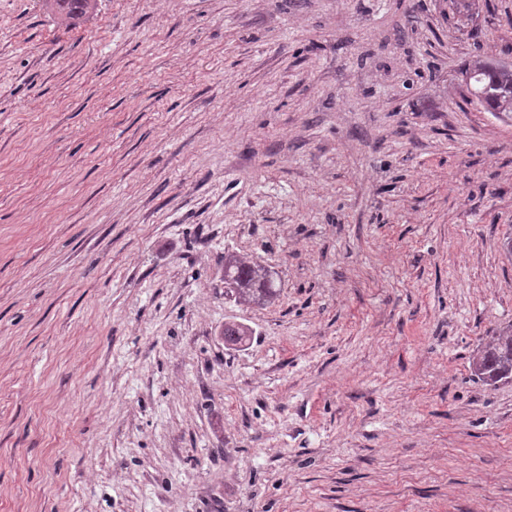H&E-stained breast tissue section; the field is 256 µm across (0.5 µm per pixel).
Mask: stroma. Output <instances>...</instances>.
<instances>
[{
	"instance_id": "1",
	"label": "stroma",
	"mask_w": 512,
	"mask_h": 512,
	"mask_svg": "<svg viewBox=\"0 0 512 512\" xmlns=\"http://www.w3.org/2000/svg\"><path fill=\"white\" fill-rule=\"evenodd\" d=\"M477 54L512 0H0V512H512ZM54 11L68 23H75L85 15L92 12L95 7V0H52ZM271 270L261 262L241 257L233 252L224 254V271L232 287L227 288L235 298L247 304H266L277 297ZM474 375L488 384L512 382V327L496 332L472 359Z\"/></svg>"
}]
</instances>
